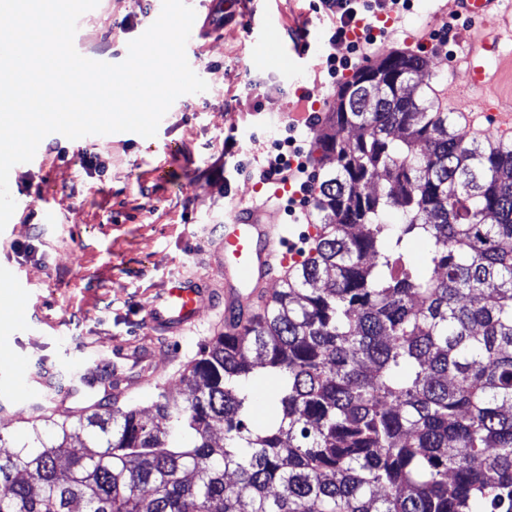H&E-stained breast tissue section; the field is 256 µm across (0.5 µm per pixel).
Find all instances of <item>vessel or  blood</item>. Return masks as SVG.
Listing matches in <instances>:
<instances>
[{
  "mask_svg": "<svg viewBox=\"0 0 512 512\" xmlns=\"http://www.w3.org/2000/svg\"><path fill=\"white\" fill-rule=\"evenodd\" d=\"M504 0H455L456 10L492 27L491 32L473 33L463 61L474 85L489 77L478 65V56L502 53V40L512 33V16L503 10ZM263 63L282 69L296 67L308 52L294 47L284 49L275 28L262 25L258 34ZM286 228L278 222V211L270 202L243 203L231 200L224 214V235L213 254L214 266L224 276L223 291L201 279L168 281L147 310L145 321L155 336H178L194 330L201 320L202 306L223 305L225 320L238 311L262 303L280 271L291 267L293 257L285 245Z\"/></svg>",
  "mask_w": 512,
  "mask_h": 512,
  "instance_id": "1",
  "label": "vessel or blood"
}]
</instances>
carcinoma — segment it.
<instances>
[{
  "label": "carcinoma",
  "instance_id": "cac0c4a2",
  "mask_svg": "<svg viewBox=\"0 0 512 512\" xmlns=\"http://www.w3.org/2000/svg\"><path fill=\"white\" fill-rule=\"evenodd\" d=\"M427 67L393 51L341 85L319 233L202 348L187 398L96 410L77 440L33 427L0 453V512H512V140H467L410 90ZM252 385L258 400L253 408L251 425L253 428H262L267 421L266 401L274 391L275 382L270 376L262 374L254 379Z\"/></svg>",
  "mask_w": 512,
  "mask_h": 512
}]
</instances>
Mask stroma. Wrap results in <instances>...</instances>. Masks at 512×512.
<instances>
[{
    "label": "stroma",
    "instance_id": "stroma-1",
    "mask_svg": "<svg viewBox=\"0 0 512 512\" xmlns=\"http://www.w3.org/2000/svg\"><path fill=\"white\" fill-rule=\"evenodd\" d=\"M223 2V27L199 40L207 91L172 104L154 137L119 132L71 140L52 133L38 146L41 164L10 171L16 209L0 231V279L9 282L0 295L17 298L18 306L12 314L0 311V438L6 445L24 443L32 424L47 419L76 424L106 399L142 409L161 393L184 400L182 373L224 328L205 306L196 332L154 339L145 316L169 280L214 277L210 255L225 207L234 197L250 202L255 188L236 163L290 135L288 115L299 104L312 107L320 124L335 99L316 64L292 72L265 66L253 33L270 23L288 45L294 32L307 31L313 57H342L348 48L329 45L332 21L318 12V0ZM154 15L149 0H99L80 17L74 47L121 63ZM451 19L456 27L447 41L443 26ZM422 26L432 34L425 54L434 97L453 112L465 137L498 138L496 115L512 113V98L501 85L472 87L463 37L479 24L455 16L453 0H411L392 33L378 36L379 55L413 51L412 36ZM61 149L67 161L58 159ZM86 153L106 162L104 176L81 167ZM45 205L49 224L40 217ZM31 239L34 257L18 250ZM149 346L158 355L157 375L141 384L128 352Z\"/></svg>",
    "mask_w": 512,
    "mask_h": 512
}]
</instances>
